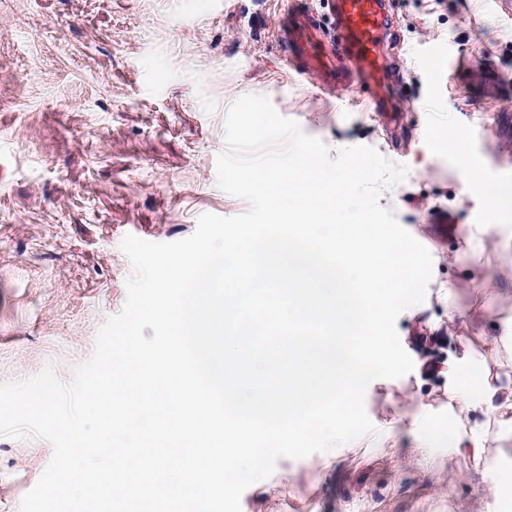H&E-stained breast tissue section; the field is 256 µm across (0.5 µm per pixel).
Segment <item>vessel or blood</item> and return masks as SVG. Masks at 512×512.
Segmentation results:
<instances>
[{
  "mask_svg": "<svg viewBox=\"0 0 512 512\" xmlns=\"http://www.w3.org/2000/svg\"><path fill=\"white\" fill-rule=\"evenodd\" d=\"M330 8L339 31L331 51L312 15L293 6L282 16L280 40L288 61L323 89L355 86L369 108L383 109L390 67L382 47L394 34L388 0H330Z\"/></svg>",
  "mask_w": 512,
  "mask_h": 512,
  "instance_id": "vessel-or-blood-1",
  "label": "vessel or blood"
}]
</instances>
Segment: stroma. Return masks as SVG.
Returning <instances> with one entry per match:
<instances>
[{
	"instance_id": "obj_1",
	"label": "stroma",
	"mask_w": 512,
	"mask_h": 512,
	"mask_svg": "<svg viewBox=\"0 0 512 512\" xmlns=\"http://www.w3.org/2000/svg\"><path fill=\"white\" fill-rule=\"evenodd\" d=\"M393 111L321 91L276 36L281 0H0V383L53 366L69 380L126 300V235L185 239L205 213L248 201L217 185L225 110L266 96L330 151L375 148L406 165L379 203L433 257L425 301L396 327L414 370L365 392L375 433L279 459L241 512H512L482 490L452 436L512 429L455 391L512 386V6L391 0ZM496 225L495 234L482 232ZM44 440L0 436V512H20L51 460Z\"/></svg>"
}]
</instances>
